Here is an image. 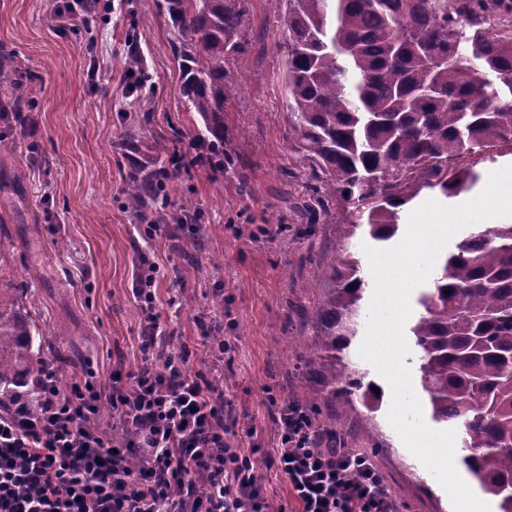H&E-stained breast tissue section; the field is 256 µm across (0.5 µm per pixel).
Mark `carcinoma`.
<instances>
[{"label": "carcinoma", "mask_w": 512, "mask_h": 512, "mask_svg": "<svg viewBox=\"0 0 512 512\" xmlns=\"http://www.w3.org/2000/svg\"><path fill=\"white\" fill-rule=\"evenodd\" d=\"M181 62V95L212 137L209 163L232 170L224 153V102L242 86L245 0H166ZM285 61L288 141L316 185L345 205L378 196L363 226L388 242L408 172L454 197L478 176L468 166L439 179L437 160L458 161L491 145L512 151V0H278ZM16 70L0 61V97L22 122ZM166 171L142 166L124 181L125 208L138 224H181L165 213ZM298 206L313 223L324 201L318 188ZM332 287L318 299L309 348L320 359L321 386L306 399L312 427L336 438V417L362 407L376 412V383L349 369L365 282L359 261L340 255ZM409 327L417 375L431 418L462 431L467 470L482 490L512 512V222L470 233L441 254ZM39 323L19 315L16 294L0 290V409L19 396L35 400L42 356Z\"/></svg>", "instance_id": "1"}]
</instances>
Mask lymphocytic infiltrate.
<instances>
[{
	"mask_svg": "<svg viewBox=\"0 0 512 512\" xmlns=\"http://www.w3.org/2000/svg\"><path fill=\"white\" fill-rule=\"evenodd\" d=\"M159 272L142 254L137 370L116 371L105 394L92 371L73 374L64 391L48 367L38 413L0 414V512H267L254 460L227 443L233 424L223 395L204 375H173L192 351L183 347L175 360L165 348ZM106 403L118 415L108 429L99 424ZM276 423L271 463L299 512H393L377 464L343 445L319 447L300 403L279 407Z\"/></svg>",
	"mask_w": 512,
	"mask_h": 512,
	"instance_id": "lymphocytic-infiltrate-1",
	"label": "lymphocytic infiltrate"
}]
</instances>
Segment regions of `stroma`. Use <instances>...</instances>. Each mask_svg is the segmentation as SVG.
Wrapping results in <instances>:
<instances>
[{"label": "stroma", "mask_w": 512, "mask_h": 512, "mask_svg": "<svg viewBox=\"0 0 512 512\" xmlns=\"http://www.w3.org/2000/svg\"><path fill=\"white\" fill-rule=\"evenodd\" d=\"M55 3L0 0V56H12L20 85L34 97L27 125L0 122V135L15 142L0 167V233L11 243V274L0 279V289L28 287L43 327L44 359L65 356L70 371L92 370L106 390L113 371L141 362L134 276L142 253L160 250V323L195 347L190 373L206 374L223 394L233 414L231 440L255 461L268 512H296L286 478L270 463L279 446L275 413L284 397L305 399L320 368L285 336L312 332L335 255L350 252L361 260L364 278L372 273L362 250L369 237L362 229L345 237L334 195H326V209L312 225L294 208L311 190L306 164L288 142L277 0L246 3L243 85L224 105V150L237 157L238 170L224 174L204 162L202 121L179 94L165 0H124L111 22L90 24L80 14L56 12ZM133 35L150 75L143 96L151 121L140 138L165 139L171 155L185 157L183 167L160 161L171 177L167 208L177 213L193 200L206 229L192 263L183 257V239L167 230L148 239L123 207L134 154L123 143L121 103L125 41ZM92 46L100 59L95 85L87 77ZM16 167L29 173L20 192L9 177ZM268 228L275 237L265 236ZM204 321L212 335L229 340L220 359L201 335ZM373 423L385 443L375 462L401 512H454L386 410L374 413Z\"/></svg>", "instance_id": "35a3bbf8"}]
</instances>
